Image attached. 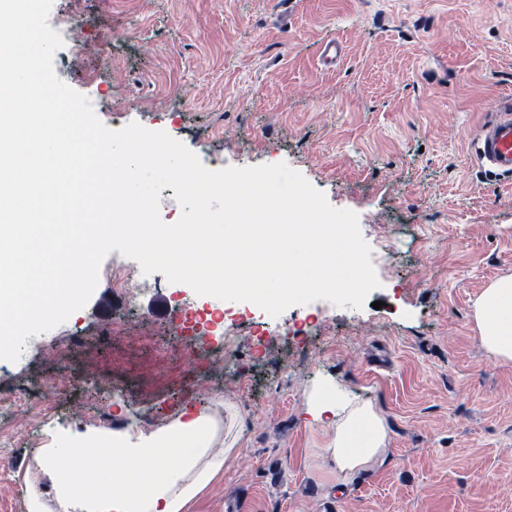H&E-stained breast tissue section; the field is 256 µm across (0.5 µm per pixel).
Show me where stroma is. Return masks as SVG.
I'll use <instances>...</instances> for the list:
<instances>
[{
    "mask_svg": "<svg viewBox=\"0 0 512 512\" xmlns=\"http://www.w3.org/2000/svg\"><path fill=\"white\" fill-rule=\"evenodd\" d=\"M284 2L53 0V30L78 18L55 72L107 127L166 132L209 169L287 163L387 249L379 288L274 317L112 251L83 309L0 359V394L56 381L58 413L82 420L0 431V512H59L49 449L189 407L222 419L230 450L192 512H512V362L472 317L512 276V175L472 147L512 96V0ZM316 390L383 416L381 460L346 475L322 456Z\"/></svg>",
    "mask_w": 512,
    "mask_h": 512,
    "instance_id": "obj_1",
    "label": "stroma"
}]
</instances>
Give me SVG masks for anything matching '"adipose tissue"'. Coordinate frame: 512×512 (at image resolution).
Wrapping results in <instances>:
<instances>
[{
  "label": "adipose tissue",
  "mask_w": 512,
  "mask_h": 512,
  "mask_svg": "<svg viewBox=\"0 0 512 512\" xmlns=\"http://www.w3.org/2000/svg\"><path fill=\"white\" fill-rule=\"evenodd\" d=\"M473 318L485 353L512 362V276L482 291ZM309 411L333 430L323 454L338 471L349 473L380 457L387 434L372 407L340 410L334 396L317 392ZM227 460L220 423L189 409L148 435L116 432L81 447L52 449L46 464L61 512H190L223 477Z\"/></svg>",
  "instance_id": "1"
}]
</instances>
